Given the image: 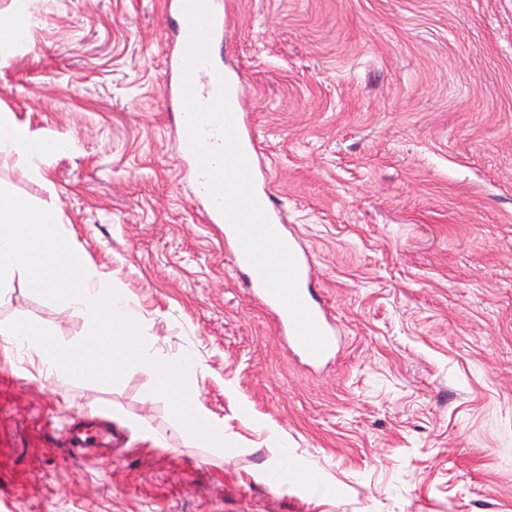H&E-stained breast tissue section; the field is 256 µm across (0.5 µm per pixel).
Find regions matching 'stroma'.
<instances>
[{
	"label": "stroma",
	"mask_w": 512,
	"mask_h": 512,
	"mask_svg": "<svg viewBox=\"0 0 512 512\" xmlns=\"http://www.w3.org/2000/svg\"><path fill=\"white\" fill-rule=\"evenodd\" d=\"M257 182L314 258L343 347L310 371L235 274L183 173L166 0H0V114L57 143L32 181L125 290L146 343L194 350L223 456L152 374L49 380L0 358V512H512V0H225ZM86 332L13 283L0 317ZM94 406L124 431L69 459ZM276 430L288 462L272 470Z\"/></svg>",
	"instance_id": "1"
}]
</instances>
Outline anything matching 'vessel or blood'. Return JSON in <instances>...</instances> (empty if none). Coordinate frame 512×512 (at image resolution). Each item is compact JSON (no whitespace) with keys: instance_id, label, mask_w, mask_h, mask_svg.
Listing matches in <instances>:
<instances>
[{"instance_id":"vessel-or-blood-1","label":"vessel or blood","mask_w":512,"mask_h":512,"mask_svg":"<svg viewBox=\"0 0 512 512\" xmlns=\"http://www.w3.org/2000/svg\"><path fill=\"white\" fill-rule=\"evenodd\" d=\"M216 66L202 65L195 69L192 75L194 95L199 104H209L217 94L218 81ZM183 66H176L174 74L168 75L166 80V100L176 107L180 127H187L188 114L183 100ZM229 102L234 105L233 121L235 130L246 158H253L256 150L254 132L245 113L238 111L239 96L237 92H230ZM190 173L195 186V196L207 201L206 209L209 223L220 224L224 227V238L236 241L237 235L232 226L226 225L224 216L215 205L210 202L211 194L208 188V179L202 173L197 156H190ZM255 196L264 209L267 218L275 232L284 240L292 251L297 263V285L300 296L311 312L317 326L326 339V347L321 354L314 355L308 352L300 342L293 321L283 304L271 294L263 285L257 270L248 262L242 249H235L233 253V268L244 279V285L249 293L257 299L263 308L275 319L282 340L289 350L304 360L309 366L317 367L336 356L340 349V338L336 329V322L327 302L320 296L313 277V261L311 254L306 251L299 238L289 233L288 226L282 217L281 204L276 196L269 190H256ZM118 436L111 426H103L98 433L71 430L69 445L73 448H99L111 449Z\"/></svg>"}]
</instances>
